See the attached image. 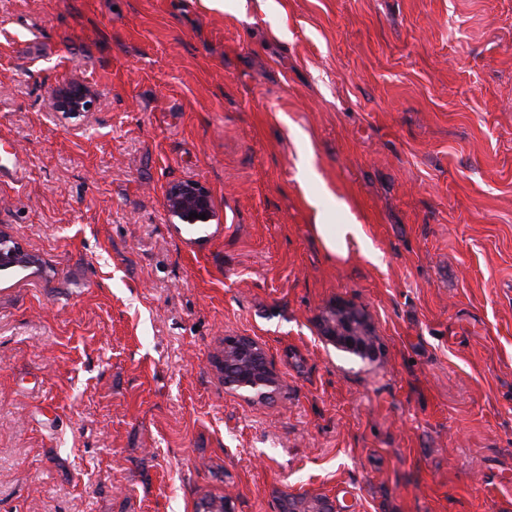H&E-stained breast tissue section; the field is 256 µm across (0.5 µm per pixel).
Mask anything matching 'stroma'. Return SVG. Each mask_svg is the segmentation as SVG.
<instances>
[{
	"label": "stroma",
	"mask_w": 512,
	"mask_h": 512,
	"mask_svg": "<svg viewBox=\"0 0 512 512\" xmlns=\"http://www.w3.org/2000/svg\"><path fill=\"white\" fill-rule=\"evenodd\" d=\"M0 167V512H512V0H0ZM93 105L92 89L83 83L72 82L54 92L51 99V112L79 115L90 112ZM165 206L169 215L179 224H209L215 219L214 202L207 187L196 181H179L168 186L165 192ZM190 213L205 214L206 220H189ZM315 228L325 248L333 254L346 255L348 240H361V224H316ZM33 255L27 253L11 236L0 231V264L6 267L35 264ZM361 319V320H360ZM363 315L356 310L350 316L333 317L331 319L335 324V329L338 333H351L354 336H359V328L363 323ZM354 336H330L338 345L347 349H356L360 344ZM224 345H235V347L245 353L246 356L251 357L255 361L253 364V366H255L254 369H250L238 375L236 384L239 387L257 389L259 385L262 384H268L270 386L275 385L265 383L261 380L262 377H274L275 373L265 351L254 340L248 336H224ZM231 364L235 365V361L233 360ZM232 365L224 366V383L232 387H238L235 385V378L239 372V368Z\"/></svg>",
	"instance_id": "1"
}]
</instances>
